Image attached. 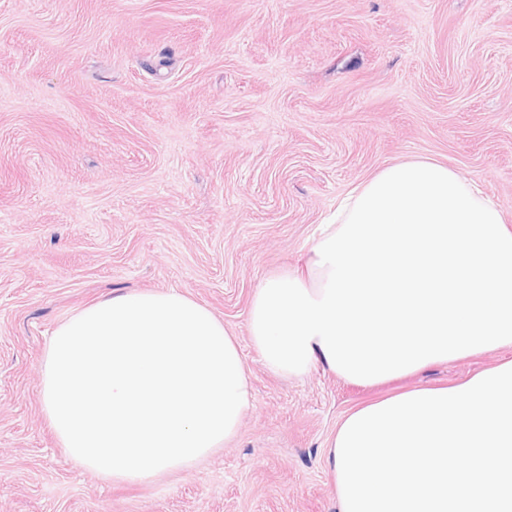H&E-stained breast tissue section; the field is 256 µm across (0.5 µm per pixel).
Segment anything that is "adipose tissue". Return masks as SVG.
Returning <instances> with one entry per match:
<instances>
[{
    "mask_svg": "<svg viewBox=\"0 0 512 512\" xmlns=\"http://www.w3.org/2000/svg\"><path fill=\"white\" fill-rule=\"evenodd\" d=\"M326 462L339 512H512V361L349 410Z\"/></svg>",
    "mask_w": 512,
    "mask_h": 512,
    "instance_id": "1",
    "label": "adipose tissue"
}]
</instances>
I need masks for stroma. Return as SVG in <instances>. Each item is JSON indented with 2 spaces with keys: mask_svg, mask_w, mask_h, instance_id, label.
Wrapping results in <instances>:
<instances>
[{
  "mask_svg": "<svg viewBox=\"0 0 512 512\" xmlns=\"http://www.w3.org/2000/svg\"><path fill=\"white\" fill-rule=\"evenodd\" d=\"M417 158L512 228V0H0V512H337L325 448L347 411L512 359L364 388L280 379L249 340L262 279ZM170 288L238 337L254 406L191 470L115 484L59 447L42 355L83 307Z\"/></svg>",
  "mask_w": 512,
  "mask_h": 512,
  "instance_id": "1",
  "label": "stroma"
}]
</instances>
